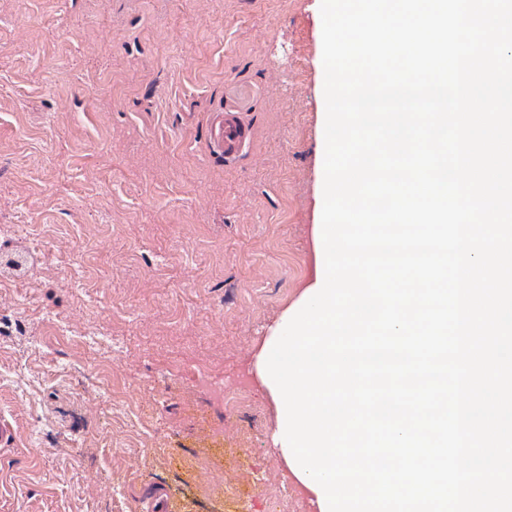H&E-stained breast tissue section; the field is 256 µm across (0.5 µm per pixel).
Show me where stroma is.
Here are the masks:
<instances>
[{
  "instance_id": "obj_1",
  "label": "stroma",
  "mask_w": 512,
  "mask_h": 512,
  "mask_svg": "<svg viewBox=\"0 0 512 512\" xmlns=\"http://www.w3.org/2000/svg\"><path fill=\"white\" fill-rule=\"evenodd\" d=\"M320 4L0 0V250L21 249L17 224L60 241L0 273V299L33 291L26 329L0 340V374L30 380L0 384V512H145L156 481L183 512H279V406L255 360L314 275ZM228 109L251 128L231 158L209 143ZM71 321L106 345L88 354ZM90 358L115 366L122 404L150 403L137 427L94 437L101 414L55 368ZM199 371L252 376L249 410L210 404Z\"/></svg>"
}]
</instances>
